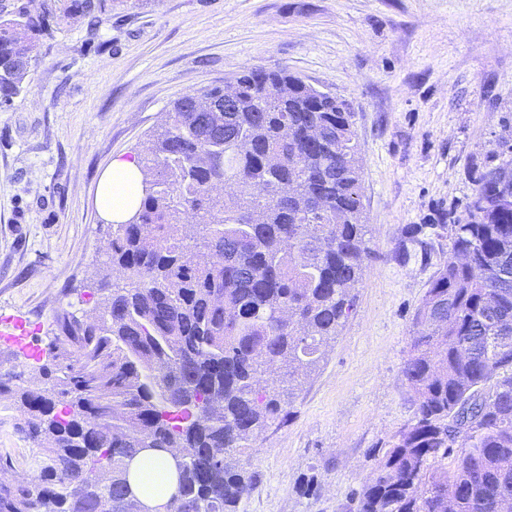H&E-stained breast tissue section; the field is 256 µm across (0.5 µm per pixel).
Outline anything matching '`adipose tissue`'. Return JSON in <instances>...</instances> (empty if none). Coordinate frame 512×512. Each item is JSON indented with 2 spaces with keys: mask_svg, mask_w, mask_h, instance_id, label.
I'll list each match as a JSON object with an SVG mask.
<instances>
[{
  "mask_svg": "<svg viewBox=\"0 0 512 512\" xmlns=\"http://www.w3.org/2000/svg\"><path fill=\"white\" fill-rule=\"evenodd\" d=\"M140 172L137 161L116 158L102 173L97 189L98 211L106 222L128 220L141 200ZM134 491L156 503L167 500L175 479L167 454L153 453L140 458L130 476Z\"/></svg>",
  "mask_w": 512,
  "mask_h": 512,
  "instance_id": "obj_1",
  "label": "adipose tissue"
}]
</instances>
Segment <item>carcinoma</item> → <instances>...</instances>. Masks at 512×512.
Instances as JSON below:
<instances>
[{"label":"carcinoma","mask_w":512,"mask_h":512,"mask_svg":"<svg viewBox=\"0 0 512 512\" xmlns=\"http://www.w3.org/2000/svg\"><path fill=\"white\" fill-rule=\"evenodd\" d=\"M42 20L0 16V102L25 89ZM185 95L168 110L134 218L105 245L122 278L94 319L58 318L48 386L5 385L40 449L0 479V512H143L128 456L182 460L156 512H238L256 488L238 454L283 409L262 391L316 362L353 303L366 254L349 104L285 69ZM453 255L414 320V417L379 448L349 512H500L512 502V159L485 164ZM462 444L456 448V444Z\"/></svg>","instance_id":"obj_1"}]
</instances>
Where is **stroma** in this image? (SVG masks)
Returning a JSON list of instances; mask_svg holds the SVG:
<instances>
[{
    "label": "stroma",
    "mask_w": 512,
    "mask_h": 512,
    "mask_svg": "<svg viewBox=\"0 0 512 512\" xmlns=\"http://www.w3.org/2000/svg\"><path fill=\"white\" fill-rule=\"evenodd\" d=\"M62 4L25 91L0 104V373L31 379L57 351L58 317L89 315L112 159L147 157L178 98L287 69L355 112L368 259L313 370L276 386L287 417L242 454L256 488L240 509L345 512L370 449L414 416L403 364L451 255L448 210L512 146V0H101L93 28ZM36 452L0 401V479Z\"/></svg>",
    "instance_id": "1"
}]
</instances>
